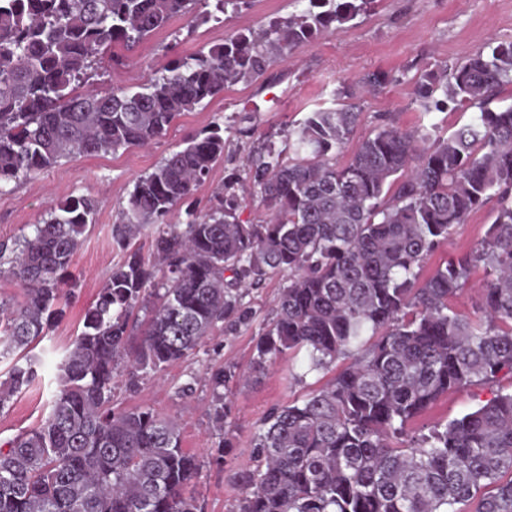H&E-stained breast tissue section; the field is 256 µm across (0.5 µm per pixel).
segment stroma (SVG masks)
<instances>
[{"label": "stroma", "instance_id": "obj_1", "mask_svg": "<svg viewBox=\"0 0 512 512\" xmlns=\"http://www.w3.org/2000/svg\"><path fill=\"white\" fill-rule=\"evenodd\" d=\"M302 8L301 0H247L219 23L193 24L187 17H174L134 51L124 53L120 64H113L111 54H103L87 86L108 91L142 84L151 72L196 54L202 47L257 30L269 18L296 14ZM501 42H512V0H377L370 12L346 29L325 32L288 57L277 59L262 78L228 86L195 111L183 113L156 143L114 154L64 159L31 179L6 187L0 193V242L27 232L51 208L73 197L93 198L97 212L69 269L65 314L32 350L41 361L40 380L0 412V441L36 428L48 416L57 387L55 366L81 330L85 312L113 267L124 258L112 229L121 219L137 177L152 172L185 139L220 124L226 141L223 160L198 186L190 204L177 205L170 220L184 221L190 206L204 210L230 186L246 199L239 212L242 223H263L267 212L251 194L247 161L256 156L265 137H273L277 147H284L289 130L306 112L337 105L335 91L347 79L357 85L351 102L360 112L344 150L345 156H352L360 141L379 125L410 129L423 121L414 93V82L421 74L454 65L465 55L488 51ZM371 74L382 75L386 83L369 92L365 80ZM494 215L495 205L490 202L457 226L448 243L430 257L427 270L473 248ZM284 284L277 276L250 290L246 301L254 312L252 320L215 332L186 361L143 377L133 388L127 387L125 372H118L114 379L116 408L148 405L178 420L183 448L204 460L195 484L203 512H236L241 497L236 475L253 464L250 441L265 413L302 398L332 377L325 371L295 381L300 359L288 354L274 359L263 372H251L254 340L260 328L275 317ZM222 367L243 373L244 378L225 391L230 412L219 432L212 420L208 372ZM187 384L191 393L181 394ZM511 391L512 378L505 375L490 384L457 389L419 417L416 425L422 428L459 418L497 394ZM223 435L228 445H220Z\"/></svg>", "mask_w": 512, "mask_h": 512}]
</instances>
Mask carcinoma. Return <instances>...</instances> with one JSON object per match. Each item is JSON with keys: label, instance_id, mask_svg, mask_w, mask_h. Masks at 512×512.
I'll list each match as a JSON object with an SVG mask.
<instances>
[{"label": "carcinoma", "instance_id": "cac0c4a2", "mask_svg": "<svg viewBox=\"0 0 512 512\" xmlns=\"http://www.w3.org/2000/svg\"><path fill=\"white\" fill-rule=\"evenodd\" d=\"M198 0H0V188L62 159L131 150L241 81L264 76L273 53L341 31L377 0H307L298 15L175 61L140 90L81 91L96 58L133 49ZM512 42L422 76L424 115L478 108L449 134L435 123L383 126L345 163L337 157L360 113L318 108L249 161L269 212L242 224L231 191L203 213L167 223L224 158L214 124L139 177L113 238L127 249L58 365L59 388L40 426L0 448V512H202L191 488L201 469L178 424L151 406L118 411L114 377L134 385L199 352L224 324H244L247 291L280 275L276 316L255 342L253 369L304 352L305 373L347 364L325 386L271 408L251 439L255 464L238 476V512H512V392L428 432L413 422L449 392L512 376ZM495 218L469 252L422 277L456 225L489 201ZM96 203L51 209L32 233L0 242V278L23 300L0 303V358L26 349L63 317L65 275ZM157 225L158 264L129 249ZM483 268L471 314L450 300ZM144 310L139 333L130 317ZM14 363L0 411L37 377ZM211 373L212 415L224 432V388Z\"/></svg>", "mask_w": 512, "mask_h": 512}]
</instances>
